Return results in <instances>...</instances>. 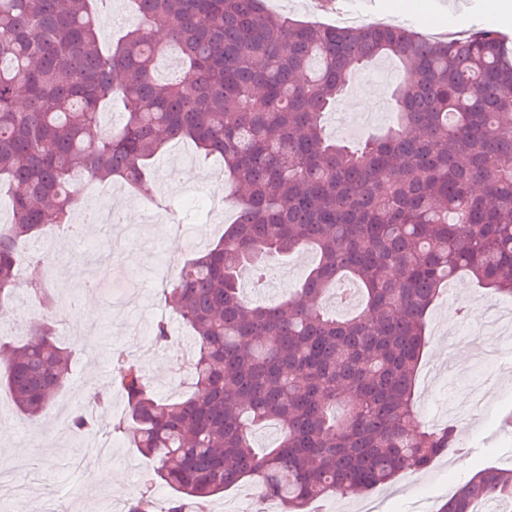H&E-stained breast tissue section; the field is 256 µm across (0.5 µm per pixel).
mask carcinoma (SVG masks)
<instances>
[{"mask_svg":"<svg viewBox=\"0 0 512 512\" xmlns=\"http://www.w3.org/2000/svg\"><path fill=\"white\" fill-rule=\"evenodd\" d=\"M94 2L0 0V181L21 187L0 224V314L19 246L47 227L80 234L77 175L147 196L155 157L189 140L241 190L233 224L162 289L194 335L192 390L162 399L138 355H110L126 398L114 430L133 433L174 491L166 512H205L208 498L247 484L304 512L454 447V427L421 426L415 379L443 284L464 271L512 297V35L431 40L393 24H310L266 0H128L138 22L105 51ZM167 45L182 68L163 83L155 64ZM383 55L404 72L390 91L396 124L356 148L328 138L325 114ZM110 102L122 121L106 129ZM307 249L319 261L292 298H243V269ZM49 262L42 251L27 263L47 307ZM343 277L360 284L361 308L338 319L323 304ZM57 336L44 322L23 343L0 344V382L29 420L69 378ZM269 422L278 441L258 451L253 431ZM95 428L91 413L71 414L73 432ZM506 500L512 469L489 468L440 512ZM155 510L147 488L128 512Z\"/></svg>","mask_w":512,"mask_h":512,"instance_id":"carcinoma-1","label":"carcinoma"}]
</instances>
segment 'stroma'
Listing matches in <instances>:
<instances>
[{
  "label": "stroma",
  "instance_id": "35a3bbf8",
  "mask_svg": "<svg viewBox=\"0 0 512 512\" xmlns=\"http://www.w3.org/2000/svg\"><path fill=\"white\" fill-rule=\"evenodd\" d=\"M270 9L305 20L328 25H361L365 14L359 5H349V17L330 12L313 13L304 0H267ZM403 72L390 59L368 67L349 85L345 97L326 114L324 126L332 138L355 144L368 135L391 125L395 115L388 90L399 83ZM376 101V118L360 124L362 99ZM212 160L198 155L187 142H171L153 163L152 192L165 197L180 223L202 229L207 244H214L234 218L225 208L227 173L213 175ZM111 200L120 215L118 232L125 249L134 251L135 262L123 256L113 258L94 291L95 314L89 323L75 321L67 313V301L75 290L71 279L85 280L86 268L99 251L96 241L65 243L54 249L59 259L58 272L48 286L54 301L46 314L59 331L60 341L72 354L68 382L58 391L51 414L33 422L20 416L6 387L0 386V430L8 431V440L0 441V474L7 484H20L32 504H61L65 512H94L105 499L129 505L143 488L152 487L158 505H165L172 492L157 479L153 461L135 448L131 437L113 432V425L125 413V397L110 383L107 351L132 343L130 330L141 326L151 331L154 322H171L172 341L155 346L145 365L159 396L167 398L189 390L192 382L188 350L193 338L190 330L173 318L172 306L160 299L165 270L160 257L172 254L186 259L191 248L176 233L160 235L144 216L141 196L124 193L108 197L106 190L91 186L80 190L76 213H83L90 202ZM315 256L295 253L288 262L270 260L265 284L256 288L242 280L246 296L254 304L273 303L291 296L305 278ZM512 298L492 294L469 276L460 274L449 281L431 307L426 322L427 345L416 379L417 408L422 422L431 427L454 426L458 443L468 450L466 457L448 451L426 469L401 475L394 482L355 496H333L313 503L314 512H365L370 503H378V512H417L419 501H426L427 512H438L451 490L488 467L512 469V432L502 422L512 416V345L503 344V358L489 362L477 357L469 342L457 341L460 333L484 335L480 319L490 305H506ZM485 389L484 411L477 422H469V390L481 381ZM86 406L100 428L112 431L114 457L100 462L91 457V440L58 426L56 414L69 406Z\"/></svg>",
  "mask_w": 512,
  "mask_h": 512
}]
</instances>
